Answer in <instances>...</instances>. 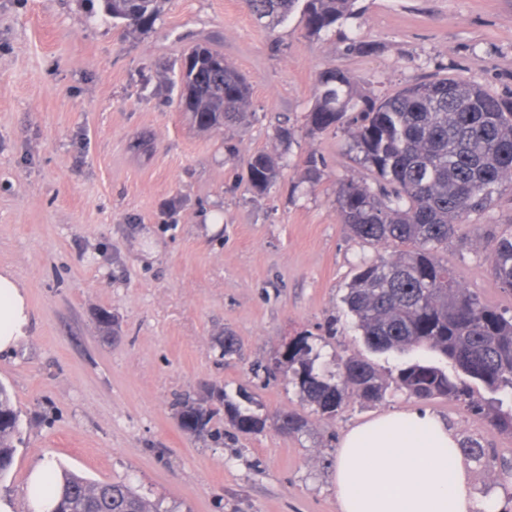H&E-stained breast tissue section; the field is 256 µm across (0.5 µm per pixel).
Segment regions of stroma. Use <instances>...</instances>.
Here are the masks:
<instances>
[{"label":"stroma","mask_w":512,"mask_h":512,"mask_svg":"<svg viewBox=\"0 0 512 512\" xmlns=\"http://www.w3.org/2000/svg\"><path fill=\"white\" fill-rule=\"evenodd\" d=\"M99 9L98 0H0V269L24 286L32 312L28 336L0 355V384L20 418L0 498L32 512L29 474L49 462L92 482L129 481L179 512H339L342 436L421 407L458 438L512 456V435L445 398L391 391L320 418L274 365L302 336L328 362L356 356L383 374L397 362L366 346L343 302L355 266L377 250L347 232L336 189L370 175L347 125L307 134L318 73L341 69L371 99L446 76L511 98L512 0H356L353 16L318 39L299 13L268 29L241 0H167L142 33L97 18ZM198 41L250 80L245 122L205 132L179 109L184 53ZM359 41L370 51L355 50ZM279 125L293 132L283 149ZM275 149L282 176L256 196L248 161ZM311 155L321 161L315 182ZM215 210L213 231L204 219ZM478 222L442 257L482 300L512 307L482 259L512 231V191ZM228 334L240 352L225 358ZM241 388L260 403L263 431L236 433L220 416L203 433L181 429L178 401ZM289 410L308 420L307 433L276 432ZM468 478L474 498L487 489L500 505L512 500L498 467L469 463Z\"/></svg>","instance_id":"1"}]
</instances>
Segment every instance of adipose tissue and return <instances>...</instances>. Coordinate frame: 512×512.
<instances>
[{"mask_svg":"<svg viewBox=\"0 0 512 512\" xmlns=\"http://www.w3.org/2000/svg\"><path fill=\"white\" fill-rule=\"evenodd\" d=\"M27 293L0 271V352L28 335ZM340 512H475L468 475L446 423L420 411L387 415L348 431L336 456Z\"/></svg>","mask_w":512,"mask_h":512,"instance_id":"obj_1","label":"adipose tissue"}]
</instances>
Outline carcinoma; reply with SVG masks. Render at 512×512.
Listing matches in <instances>:
<instances>
[{
	"label": "carcinoma",
	"mask_w": 512,
	"mask_h": 512,
	"mask_svg": "<svg viewBox=\"0 0 512 512\" xmlns=\"http://www.w3.org/2000/svg\"><path fill=\"white\" fill-rule=\"evenodd\" d=\"M102 16L114 25L148 31L166 0H100ZM257 21L273 26L296 7L306 32L319 37L354 13L355 0H242ZM317 99L307 115L311 134L333 130L346 113L359 109L350 127V147L361 157L374 185L349 179L336 202L347 231L362 241L393 248L362 262L344 297L364 341L379 351L412 354L420 350L444 359L467 377L500 395L488 404L472 387L431 360L420 357L385 379L370 362L351 357L330 368L321 349L301 338L277 359L288 364V382L324 419H334L354 397L376 405L390 389L419 400L446 398L466 403L492 429L512 434V316L464 287L440 252L458 237L473 215L483 216L506 187L512 189V99L480 85L437 78L407 85L378 101H362L351 77L328 68L317 78ZM251 87L224 58V52L197 45L185 55L179 107L198 129L221 131L245 118ZM281 156L258 151L248 162L247 182L258 195L280 176ZM499 287L512 294V232L494 239L486 256ZM224 419L241 434L261 432L266 419L252 409L240 389L223 393ZM181 429L203 432L211 408L184 400L178 404ZM280 434L295 437L308 421L294 411L277 415ZM19 415L0 385V477L11 468ZM464 461L479 463L491 449L469 439L459 442ZM54 512H175L148 503L124 481L93 483L64 471Z\"/></svg>",
	"instance_id": "cac0c4a2"
}]
</instances>
